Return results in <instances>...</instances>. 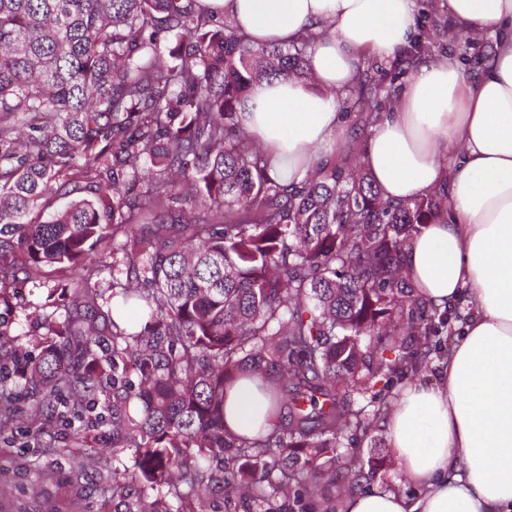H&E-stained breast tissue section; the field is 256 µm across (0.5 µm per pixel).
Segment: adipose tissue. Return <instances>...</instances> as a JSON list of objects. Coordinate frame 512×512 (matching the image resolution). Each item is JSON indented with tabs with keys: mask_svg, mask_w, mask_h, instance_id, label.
Wrapping results in <instances>:
<instances>
[{
	"mask_svg": "<svg viewBox=\"0 0 512 512\" xmlns=\"http://www.w3.org/2000/svg\"><path fill=\"white\" fill-rule=\"evenodd\" d=\"M258 45L319 32L307 78L261 81L240 114L271 177L302 183L347 134L337 92L367 57L394 58L416 35L415 0H202ZM454 34L496 35L477 75L449 57L413 65L360 157L384 200L448 190V214L423 225L402 263L417 293L475 313L432 380L402 386L380 422L418 496L345 494L337 512H512V0H448ZM267 397L239 381L224 405L234 433L253 436Z\"/></svg>",
	"mask_w": 512,
	"mask_h": 512,
	"instance_id": "ef3b65f1",
	"label": "adipose tissue"
}]
</instances>
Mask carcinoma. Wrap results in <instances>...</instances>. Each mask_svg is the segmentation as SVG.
<instances>
[{
	"label": "carcinoma",
	"instance_id": "cac0c4a2",
	"mask_svg": "<svg viewBox=\"0 0 512 512\" xmlns=\"http://www.w3.org/2000/svg\"><path fill=\"white\" fill-rule=\"evenodd\" d=\"M314 41L257 46L199 0H0V307L21 278L85 271L48 290L65 314L44 317L38 358L0 328V428L12 377L47 419L107 401L112 452L133 459L112 472L127 512H204L206 479L244 512L315 502L342 474L358 489L386 456L336 453L382 418L357 396L432 353L416 337L443 314L401 256L447 189L386 202L345 161L293 186L239 127L257 83L307 76ZM440 46L426 33L408 60ZM354 95L367 128L390 99L367 80L347 113ZM109 237L112 287L95 288ZM247 373L273 401L269 429L239 437L224 401Z\"/></svg>",
	"mask_w": 512,
	"mask_h": 512
}]
</instances>
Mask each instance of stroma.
<instances>
[{"label":"stroma","mask_w":512,"mask_h":512,"mask_svg":"<svg viewBox=\"0 0 512 512\" xmlns=\"http://www.w3.org/2000/svg\"><path fill=\"white\" fill-rule=\"evenodd\" d=\"M431 2L415 0L417 31L438 25L446 56L467 71H479L493 50L494 37L448 36L446 10L432 8ZM62 279L61 273L50 270L15 285L14 308L6 323L31 357L40 353L31 336L40 323L31 312L44 304L47 289L58 287ZM29 404L27 397H20L17 420L0 432V512H123V505L112 498L111 449H101L97 467L80 466L84 437H99L111 430L107 408L100 406L83 418L65 422L32 419Z\"/></svg>","instance_id":"stroma-1"}]
</instances>
